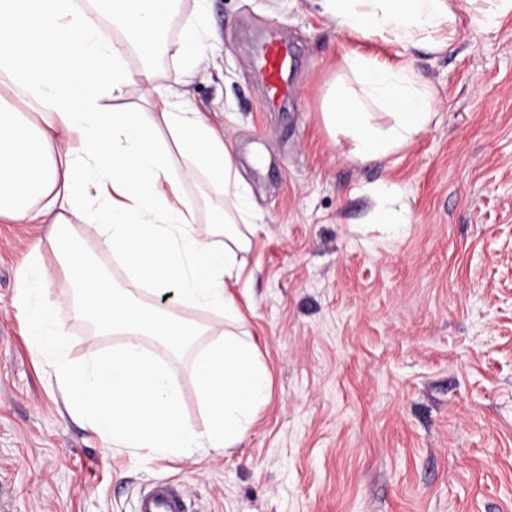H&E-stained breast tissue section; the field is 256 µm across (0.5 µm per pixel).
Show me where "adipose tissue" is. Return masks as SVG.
Listing matches in <instances>:
<instances>
[{"instance_id":"adipose-tissue-1","label":"adipose tissue","mask_w":512,"mask_h":512,"mask_svg":"<svg viewBox=\"0 0 512 512\" xmlns=\"http://www.w3.org/2000/svg\"><path fill=\"white\" fill-rule=\"evenodd\" d=\"M339 30L366 38L390 35L407 46L442 31L455 15L450 0H320ZM184 0H0V221L44 224L47 248L62 271L73 272L75 304L98 334L121 345L72 369L61 357L63 332L45 296L47 270L33 248L20 278L25 332L37 353H55V368L72 408L106 441L146 455L190 457L203 448L224 451L247 434L267 399L269 378L252 345L215 326L146 305L137 285L171 291L177 303L202 307L235 322L230 293L240 280L256 229L255 207L239 173L235 148L202 113L160 87L151 65L132 80L125 58L134 48L154 54L158 37ZM346 65L357 84L335 80L322 106L332 135L350 137L355 155L378 161L421 134L434 114L431 95L412 69L392 68L352 54ZM139 100L124 105L131 83ZM392 120L373 126L363 99ZM220 188L226 205L201 231L199 203L184 187L199 178ZM92 226L121 255L133 283L119 287L74 248ZM210 344L194 361L205 414L203 430L181 416L180 393L145 349L144 338L174 357L199 337Z\"/></svg>"}]
</instances>
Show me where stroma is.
Segmentation results:
<instances>
[{
  "label": "stroma",
  "instance_id": "1",
  "mask_svg": "<svg viewBox=\"0 0 512 512\" xmlns=\"http://www.w3.org/2000/svg\"><path fill=\"white\" fill-rule=\"evenodd\" d=\"M203 19L215 63L186 99L234 143L256 206L233 294L269 398L225 452L147 460L107 443L22 331L20 273L46 227L0 223V512H135L162 480L189 512H512V15L486 31L460 12L438 50L340 31L319 0H206ZM272 33L296 49L284 112L256 66ZM355 52L411 66L435 103L377 162L322 118ZM392 185L404 223H371ZM44 259L68 362L119 346L89 331ZM146 347L203 429L195 350Z\"/></svg>",
  "mask_w": 512,
  "mask_h": 512
}]
</instances>
